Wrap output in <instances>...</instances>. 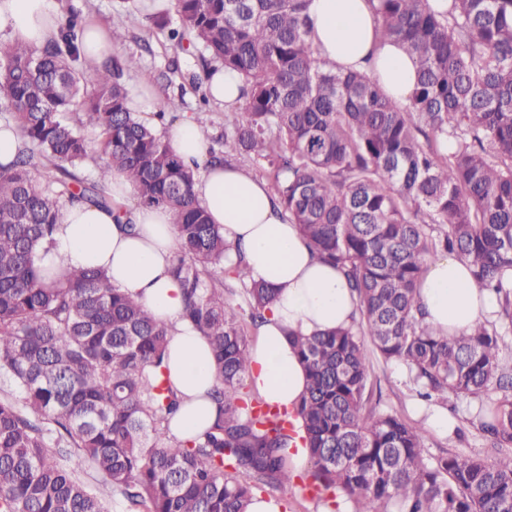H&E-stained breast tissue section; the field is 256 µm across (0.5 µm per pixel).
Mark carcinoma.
Wrapping results in <instances>:
<instances>
[{"mask_svg":"<svg viewBox=\"0 0 512 512\" xmlns=\"http://www.w3.org/2000/svg\"><path fill=\"white\" fill-rule=\"evenodd\" d=\"M381 40L418 67L409 103L397 104L366 73L327 67L308 41L306 0H174L147 17L175 48L196 50L203 75L177 64L152 78L182 96L220 65L240 97L212 162L245 154L271 170L274 196L310 249L336 266L358 299L351 323L294 336L308 374L297 408L254 415L244 391L249 344L273 289L250 276L241 246L224 241L193 186L195 171L127 107L133 55L80 64L77 13L42 47L0 48V112L23 148L0 165V512H107L82 477L90 469L142 512H249L255 489L295 479L288 448H308L311 484L337 491L359 512H503L512 501V455L430 458L425 430L365 414L368 351L408 367L419 396L477 398L500 392L480 429L512 445V366L501 362L494 323L443 335L415 300L425 260L452 253L493 293L512 324V0H368ZM99 131V176L77 166L89 146L63 119ZM122 171L143 205L168 207L177 230L172 274L183 318L215 362V421L185 441L169 435L181 399L168 376L169 328L102 269L56 277L38 264L54 243L63 204L112 203ZM245 306L229 302L225 281Z\"/></svg>","mask_w":512,"mask_h":512,"instance_id":"obj_1","label":"carcinoma"}]
</instances>
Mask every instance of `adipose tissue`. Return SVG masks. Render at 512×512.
I'll return each instance as SVG.
<instances>
[{"mask_svg":"<svg viewBox=\"0 0 512 512\" xmlns=\"http://www.w3.org/2000/svg\"><path fill=\"white\" fill-rule=\"evenodd\" d=\"M308 39L328 67L364 71L379 80L399 104H407L416 68L393 43L380 41L368 0H310ZM53 0H0V31L10 42L41 45L58 34ZM185 162H197L194 191L228 243H242L251 276L276 291L249 349L247 381L265 401L297 406L306 389V371L290 338L347 326L357 297L336 267L313 253L297 225L277 211L265 180L236 163L208 165L207 142L194 116L165 134ZM112 205L103 209L77 202L64 210L55 245L41 263L60 260L65 268H101L112 283L141 301L170 329L168 374L183 397L169 434L191 438L209 427L217 407L207 340L183 319L180 283L170 273L177 246L171 211L133 204V185L113 171ZM417 300L426 322L443 334H460L491 319L493 296L478 288L470 267L451 254L427 259Z\"/></svg>","mask_w":512,"mask_h":512,"instance_id":"obj_1","label":"adipose tissue"}]
</instances>
